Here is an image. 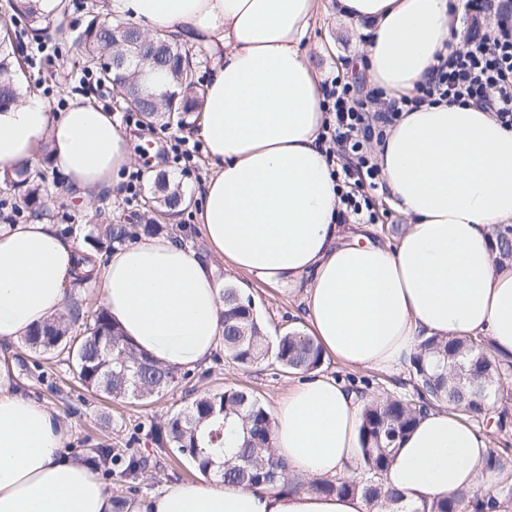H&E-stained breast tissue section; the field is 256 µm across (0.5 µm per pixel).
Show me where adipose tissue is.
Here are the masks:
<instances>
[{"label": "adipose tissue", "instance_id": "adipose-tissue-1", "mask_svg": "<svg viewBox=\"0 0 512 512\" xmlns=\"http://www.w3.org/2000/svg\"><path fill=\"white\" fill-rule=\"evenodd\" d=\"M460 0H107L109 13L203 45L212 64L199 134L211 174L198 232L142 236L97 264L95 286L137 352L191 369L224 331L225 281L216 260L300 294L303 331L352 370L399 373L429 336L482 337L512 357V266H499L491 230L512 224V129L457 103L423 104L388 128L376 156L390 202L411 222L396 245L337 221L327 117L307 46L323 16L369 26L358 68L399 97L414 94L439 56L459 50L450 14ZM90 205L132 162L111 113L74 98L53 116L33 96L0 113V172L35 160L40 144ZM77 245L38 217L0 225V339L25 338L57 316L81 271ZM0 363V512H112V493L62 448L68 430L47 404L17 394ZM365 397L335 378L297 386L272 413V448L290 491L251 492L205 480L167 481L125 512H368L358 495H322L316 479L359 472ZM486 438L448 405L428 410L383 475L422 504L492 478Z\"/></svg>", "mask_w": 512, "mask_h": 512}]
</instances>
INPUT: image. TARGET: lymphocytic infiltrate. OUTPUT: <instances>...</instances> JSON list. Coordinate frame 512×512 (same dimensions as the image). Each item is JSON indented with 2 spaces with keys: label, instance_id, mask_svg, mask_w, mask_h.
Returning <instances> with one entry per match:
<instances>
[{
  "label": "lymphocytic infiltrate",
  "instance_id": "lymphocytic-infiltrate-1",
  "mask_svg": "<svg viewBox=\"0 0 512 512\" xmlns=\"http://www.w3.org/2000/svg\"><path fill=\"white\" fill-rule=\"evenodd\" d=\"M463 23L465 50L440 57L415 95L392 97L338 75L326 81L322 142L329 161L338 165L340 214L372 222L370 194L384 181L370 145L384 143L400 113L427 102L468 104L512 128V0H466Z\"/></svg>",
  "mask_w": 512,
  "mask_h": 512
}]
</instances>
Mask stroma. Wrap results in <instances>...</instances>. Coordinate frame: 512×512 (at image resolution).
<instances>
[{
	"mask_svg": "<svg viewBox=\"0 0 512 512\" xmlns=\"http://www.w3.org/2000/svg\"><path fill=\"white\" fill-rule=\"evenodd\" d=\"M106 4L107 0H68L69 10L62 20L64 32L57 37L61 49L54 78L46 84L40 96L54 113L66 111L70 101L77 96H92L97 105L116 115L123 131L135 137V169L144 172L140 189L129 193L127 184L130 172L122 171L119 195L99 199L96 209L82 207L69 199L66 192H59L48 201L47 218L60 232H67L70 225L88 222L94 210L105 211L116 224H144L148 221L140 205L150 196L154 187V174L169 176L191 193L193 200L177 219L186 242L197 250L205 244L193 226L202 203L198 191L210 173L205 154H198L188 161H176L170 150L175 138L197 142L196 126L185 130L167 127L156 122L146 127L139 120L130 118L125 104L111 94L107 87L85 82L80 67L77 48L67 37L68 31L82 28L86 21V4ZM364 42L363 31L354 23L337 21L328 15L316 27L309 43V57L315 67L328 76H355V55ZM226 282L247 287L256 303L259 315L266 326L268 338H276L291 328H301L300 300L295 295L266 285L232 269L229 264L219 266ZM0 361L9 362L15 374L17 389L25 396L46 402L68 427L66 451L73 456L87 457L89 448L111 444L114 452L136 453L147 462L141 487L144 493L153 492L160 484L170 480L195 481L199 475L187 460H176L160 448L148 435L151 425L163 423L170 415L183 409L194 396L203 392H217L227 388H243L253 392L266 408L276 407L289 390L301 383V376L283 372L275 359L243 368L225 358L223 350H216L206 366L192 370L187 379L179 380L162 398L148 401L132 399L114 400L89 393L76 382L65 364L50 363L45 367L44 380L28 375L26 364L32 363L33 354L24 341L0 342ZM322 374L342 379L346 384L377 396L394 393L415 398L416 393L408 372L389 375L377 370H350L333 358H326Z\"/></svg>",
	"mask_w": 512,
	"mask_h": 512,
	"instance_id": "obj_1",
	"label": "stroma"
}]
</instances>
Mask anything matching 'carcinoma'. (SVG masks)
I'll list each match as a JSON object with an SVG mask.
<instances>
[{
  "mask_svg": "<svg viewBox=\"0 0 512 512\" xmlns=\"http://www.w3.org/2000/svg\"><path fill=\"white\" fill-rule=\"evenodd\" d=\"M87 16L86 25L73 35L81 52L84 75L108 86L129 111L142 119L159 115L178 118L185 124L192 114L203 110L204 88L193 78L195 64L180 44L129 22L107 20L94 5L88 8ZM53 22L52 13L43 9L42 0H5L0 4V112L24 94L39 90L46 77L52 75L58 60L57 54L47 49ZM23 35L40 54L34 76L26 74L22 64ZM136 50L142 53L146 69L166 74L163 86L146 91L145 77L135 64L114 73L100 67L104 57L110 59ZM0 188L19 196L31 215L46 214L50 192L46 170L22 163L0 175ZM181 203L179 186L161 176L144 202L147 212L153 214L149 223L114 224L101 211H95L94 216L102 222L92 225L84 235L85 248L79 264L93 266L101 252L128 244L142 234L170 232L171 227L158 223V218L171 215ZM492 250L500 265L512 260L511 227L493 230ZM25 343L39 354L66 364L87 391L115 399L163 395L178 375V369L161 366L137 353L101 306L74 304L67 312L36 326ZM221 345L224 356L242 367L259 365L269 351L252 299L232 285L224 288ZM418 348L411 378L421 403H448L481 418L485 416L486 401L492 396L501 404L497 426L505 427L512 404L511 359L497 358L489 344L478 337L430 336L421 340ZM275 355L280 366L290 373H311L324 363L322 349L314 339L295 331L279 336ZM420 413L421 408L406 398L386 393L373 399L365 408L360 426L361 475L315 481L311 488L327 495L359 494L370 512H486L488 507L512 512V466L494 450L485 467L501 475L496 493L480 496L461 490L418 506L403 502L396 492L385 487L382 476L394 462L400 440L414 427ZM150 436L160 447L189 458L203 475L212 472L215 457H223L224 464L219 469L222 481L246 490L272 486L288 470V463L272 450L269 412L255 395L240 389L198 395L165 425L150 430ZM91 453L106 472L117 468L129 479L128 493L140 491L139 477L146 461L134 455H114L106 446L93 448Z\"/></svg>",
  "mask_w": 512,
  "mask_h": 512,
  "instance_id": "obj_1",
  "label": "carcinoma"
}]
</instances>
